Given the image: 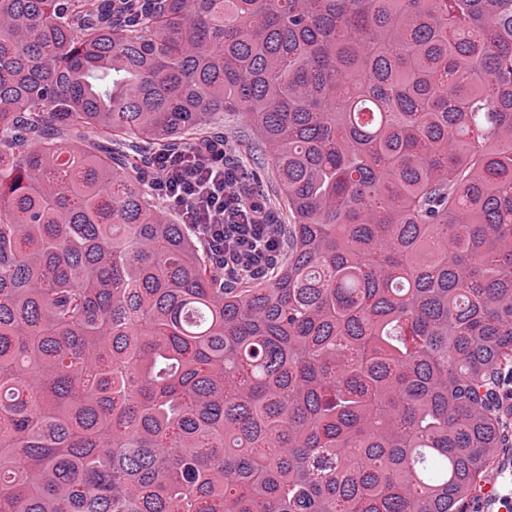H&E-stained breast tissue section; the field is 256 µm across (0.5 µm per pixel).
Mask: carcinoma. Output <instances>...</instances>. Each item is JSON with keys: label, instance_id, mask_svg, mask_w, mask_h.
<instances>
[{"label": "carcinoma", "instance_id": "obj_1", "mask_svg": "<svg viewBox=\"0 0 512 512\" xmlns=\"http://www.w3.org/2000/svg\"><path fill=\"white\" fill-rule=\"evenodd\" d=\"M224 112L243 263L151 189ZM508 368L512 0H0V512H463Z\"/></svg>", "mask_w": 512, "mask_h": 512}]
</instances>
